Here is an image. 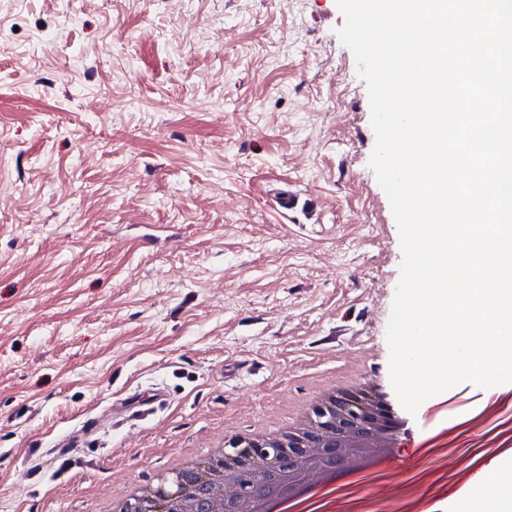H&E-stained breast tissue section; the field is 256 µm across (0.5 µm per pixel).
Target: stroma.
<instances>
[{"mask_svg": "<svg viewBox=\"0 0 512 512\" xmlns=\"http://www.w3.org/2000/svg\"><path fill=\"white\" fill-rule=\"evenodd\" d=\"M343 24L336 0H0V512H101L345 375L427 432L390 383L402 250Z\"/></svg>", "mask_w": 512, "mask_h": 512, "instance_id": "35a3bbf8", "label": "stroma"}]
</instances>
